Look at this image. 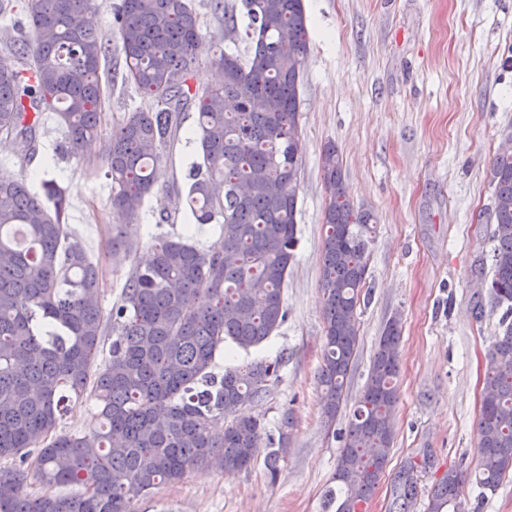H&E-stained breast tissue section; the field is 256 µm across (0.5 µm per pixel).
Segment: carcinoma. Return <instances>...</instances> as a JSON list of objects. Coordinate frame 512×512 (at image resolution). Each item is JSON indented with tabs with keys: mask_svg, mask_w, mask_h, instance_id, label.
<instances>
[{
	"mask_svg": "<svg viewBox=\"0 0 512 512\" xmlns=\"http://www.w3.org/2000/svg\"><path fill=\"white\" fill-rule=\"evenodd\" d=\"M24 20L3 40L0 142L25 161L36 153L45 112L56 114L66 152L77 158L99 136L111 54L122 77L156 108L128 112L107 138L110 213L139 222L144 199L168 165L165 146L181 112L197 111L201 161L185 201L199 224L220 223L207 249L185 234L162 237L134 255L118 300L102 305L98 266L68 231L66 201L51 182L35 192L21 175H0V512H136L134 498L180 482L200 466L234 474L254 461L262 440L279 473L294 420L273 435L245 412L280 379L284 357L215 372L221 351L265 342L285 320L283 291L299 244L297 183L302 166L299 116L302 65L309 49L303 0H242L247 24L212 0L224 27L249 45L245 58H213L220 83L192 84L210 40L192 0H120L105 38L101 0H20ZM330 193L320 261L325 336L318 370L323 414L336 417L359 339L357 308L366 280L374 215L351 203L336 145L322 154ZM492 276L487 297L507 305L489 352L477 426L481 491L512 471V151L490 170ZM53 207H48L47 202ZM400 320L379 337L368 380L340 434L335 512H360L389 462L398 402ZM112 335L109 349L105 336ZM108 351L96 374L94 360ZM95 401L96 423L81 434L58 430L69 395ZM421 464L395 473L394 512L419 496ZM463 473L450 467L427 494L425 512H465ZM40 485L31 492L28 486Z\"/></svg>",
	"mask_w": 512,
	"mask_h": 512,
	"instance_id": "carcinoma-1",
	"label": "carcinoma"
}]
</instances>
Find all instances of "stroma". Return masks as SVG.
<instances>
[{"instance_id": "stroma-1", "label": "stroma", "mask_w": 512, "mask_h": 512, "mask_svg": "<svg viewBox=\"0 0 512 512\" xmlns=\"http://www.w3.org/2000/svg\"><path fill=\"white\" fill-rule=\"evenodd\" d=\"M309 54L304 63L303 157L298 181L299 244L284 290L286 320L272 336L217 368L285 356L279 381L256 408L268 424L292 413L295 427L277 479L259 448L247 470L227 475L200 468L175 484L141 496L138 512H327L341 451L337 430L322 414L317 373L324 336L319 269L328 203L322 152L335 144L354 205L376 224L359 312L360 337L345 385L348 403L361 395L378 339L390 319L402 324L399 401L393 448L373 497L362 512H389L390 477L409 458L422 462L421 487L448 467L470 472L479 442L477 418L491 337L504 314H476L474 292L490 276L493 187L489 171L512 137V0H304ZM203 32L214 42L193 83L217 78L211 54L245 52L224 38L211 0H194ZM103 136L82 159L60 153L57 124L45 126L39 152L21 165L0 150V174H24L33 187L58 183L66 222L89 258L98 262L104 306L117 300L131 263L111 254L116 234L138 250L155 238L192 232L208 248L219 224H196L182 201L198 160L196 113L186 108L169 148L172 164L144 201L140 223L118 226L109 211L112 183L102 163V139L123 116L149 102L124 83L123 61L107 64ZM460 496L479 512H512V472L480 496L464 481Z\"/></svg>"}]
</instances>
